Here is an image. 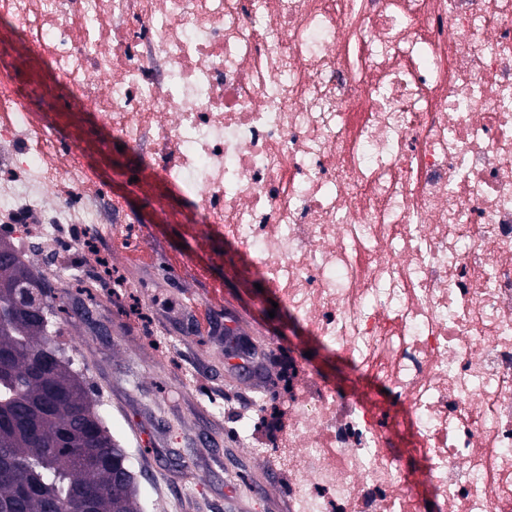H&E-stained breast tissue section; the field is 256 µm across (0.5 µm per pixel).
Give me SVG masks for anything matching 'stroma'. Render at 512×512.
<instances>
[{"mask_svg": "<svg viewBox=\"0 0 512 512\" xmlns=\"http://www.w3.org/2000/svg\"><path fill=\"white\" fill-rule=\"evenodd\" d=\"M89 119L64 107L48 114L136 221L139 240L132 248L98 244L112 258L116 287L93 302L71 298L70 319L56 341L98 394L97 409L127 453L142 512H290L283 472L239 438L245 416L255 437L275 447L288 393L275 383L254 387L211 337L187 332L184 300L205 303L209 289L221 286L218 323L270 352L272 373L305 360L344 394L359 388L378 402L387 394L358 381L340 355L262 296L242 272L249 257L239 245L223 237L206 242L186 207L152 203L157 189L150 172L130 184L128 159L86 137Z\"/></svg>", "mask_w": 512, "mask_h": 512, "instance_id": "35a3bbf8", "label": "stroma"}]
</instances>
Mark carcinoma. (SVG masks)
I'll use <instances>...</instances> for the list:
<instances>
[{
  "label": "carcinoma",
  "mask_w": 512,
  "mask_h": 512,
  "mask_svg": "<svg viewBox=\"0 0 512 512\" xmlns=\"http://www.w3.org/2000/svg\"><path fill=\"white\" fill-rule=\"evenodd\" d=\"M75 290L50 298L22 260L12 238L0 234V310L19 307L0 323V512H82V495L95 512H139L134 483L113 478L122 448L102 424L84 380L53 336ZM56 348L48 377L37 375L40 356ZM82 455L106 457L95 468Z\"/></svg>",
  "instance_id": "carcinoma-1"
}]
</instances>
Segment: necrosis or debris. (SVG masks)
Listing matches in <instances>:
<instances>
[{
    "label": "necrosis or debris",
    "mask_w": 512,
    "mask_h": 512,
    "mask_svg": "<svg viewBox=\"0 0 512 512\" xmlns=\"http://www.w3.org/2000/svg\"><path fill=\"white\" fill-rule=\"evenodd\" d=\"M15 47L391 397L288 365L291 512H512V0H0ZM0 121V231L123 223L49 124ZM401 409L414 454L388 431Z\"/></svg>",
    "instance_id": "1"
}]
</instances>
